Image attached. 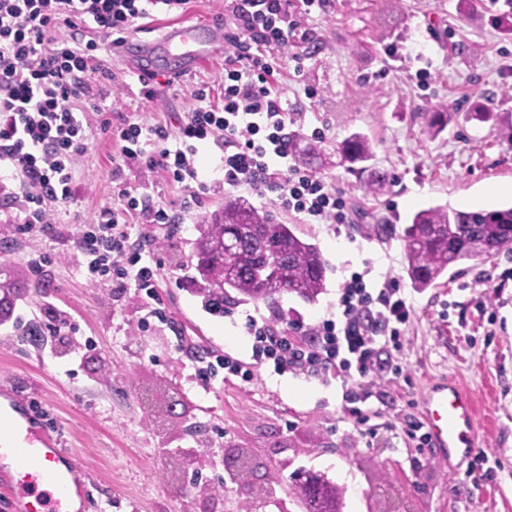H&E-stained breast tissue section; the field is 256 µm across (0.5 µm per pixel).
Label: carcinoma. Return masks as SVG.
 <instances>
[{"label": "carcinoma", "mask_w": 512, "mask_h": 512, "mask_svg": "<svg viewBox=\"0 0 512 512\" xmlns=\"http://www.w3.org/2000/svg\"><path fill=\"white\" fill-rule=\"evenodd\" d=\"M448 107L428 113L427 126L439 133L448 125ZM320 142H293L294 157L310 162L321 155ZM339 165L355 174H367L364 187L383 193L391 174L370 165L374 151L369 139L353 133L337 148ZM189 277L190 292L202 306L224 314V304L263 302L276 307L279 298L292 294L314 303L326 289L328 263L319 247L295 232V225L281 224L271 212L260 211L244 197L227 195L224 208L195 225ZM404 271L418 292L439 285L448 271L467 261L489 258L512 249V206L493 210L461 211L446 205L431 206L411 216L403 230ZM23 289L0 266V324L13 316ZM294 498L300 512H341L336 486L325 475L298 470Z\"/></svg>", "instance_id": "1"}]
</instances>
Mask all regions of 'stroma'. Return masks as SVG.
Segmentation results:
<instances>
[{
	"label": "stroma",
	"instance_id": "1",
	"mask_svg": "<svg viewBox=\"0 0 512 512\" xmlns=\"http://www.w3.org/2000/svg\"><path fill=\"white\" fill-rule=\"evenodd\" d=\"M291 2L301 35L279 52L274 86L299 115V137L322 130L328 159L320 173L346 191L354 222L346 229L309 224L275 206L273 193L244 188L240 194L276 221L295 225L329 264L326 291L316 303L286 294L275 310L284 322L307 329L332 311L352 272L369 270L378 281L393 277L409 289L400 235L414 211L512 205V30L493 24L507 9L504 0H324L310 11L303 0ZM224 4L189 0L183 12L157 13L144 24L156 34L179 20L215 22L223 19ZM393 44L399 52L391 56L386 49ZM296 54L304 57L299 74ZM99 55L112 76L96 72L89 79L112 95L100 111L77 112L91 137L74 173L77 205L55 208L48 236L27 237L11 206L19 183L0 178V264L12 268L26 290L12 319L0 325V394L24 392L47 410L91 483L94 512H231L245 499L237 487L227 486L204 505L179 493L182 480L171 460L218 483L225 478L224 456L235 446L253 449L258 482L276 485L288 508L291 475L305 468L335 484L342 512H386L392 501L411 512H512V251L468 263L438 287L411 291L414 315L399 352L406 370L387 384L383 400L368 402L378 431L373 447H364L344 416L339 380L281 376L267 367L248 384L232 376L202 387L194 375L198 361L226 351L248 359L245 319L272 311L245 302L232 305L230 316H215L187 289L181 265L191 253L194 226L223 207V191L203 196L196 211L174 224L132 220L162 263L156 290L173 321L169 328L143 330L141 298L87 280L80 221L116 204L122 189L177 208L182 190L162 170L131 162L113 173L112 129L125 120L177 125L202 86L209 87L212 104L221 105L224 62H209L184 81L159 74L148 101L108 48ZM422 68L433 75L426 90L410 79ZM309 86L317 97H306ZM443 105L454 117L429 136L427 114ZM476 110L491 112L492 120H463ZM354 132L369 138L377 163L394 177L384 194L364 193L360 176L338 164L336 145ZM39 251L53 261L36 272L29 259ZM52 309L66 313L76 335H45ZM441 378L474 399L479 445L493 469L481 483L454 472L432 449L415 447L399 424L402 415H420L427 383Z\"/></svg>",
	"mask_w": 512,
	"mask_h": 512
}]
</instances>
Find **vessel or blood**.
I'll return each instance as SVG.
<instances>
[{"mask_svg":"<svg viewBox=\"0 0 512 512\" xmlns=\"http://www.w3.org/2000/svg\"><path fill=\"white\" fill-rule=\"evenodd\" d=\"M222 40L217 26L178 22L155 37L128 32L112 39L111 50L125 57V73L140 85H148L158 56L170 57L171 73L182 79L215 54ZM423 419L435 453L471 463L478 447L479 425L474 400L456 385L439 381L429 384L423 399ZM23 415L13 401L0 403V447L7 448L15 466L0 474V491L8 497L13 512H64L70 488L89 496L87 485L76 482V465L61 447L51 428L34 430L22 423Z\"/></svg>","mask_w":512,"mask_h":512,"instance_id":"vessel-or-blood-1","label":"vessel or blood"}]
</instances>
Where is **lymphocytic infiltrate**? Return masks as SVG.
<instances>
[{
    "label": "lymphocytic infiltrate",
    "mask_w": 512,
    "mask_h": 512,
    "mask_svg": "<svg viewBox=\"0 0 512 512\" xmlns=\"http://www.w3.org/2000/svg\"><path fill=\"white\" fill-rule=\"evenodd\" d=\"M187 0H0V165L17 175L23 230L48 235V207L77 204L74 169L87 152L89 135L75 114L76 104L105 98L93 88L88 71L98 49L84 39L89 26L105 34L132 30L153 10L178 12ZM288 0H230L224 19V104L213 107L207 89L177 129L126 121L112 138L119 147L115 165L143 160L183 185L178 210L155 204L150 196L119 191L116 206L100 210L81 229L80 249L94 282L134 289L152 299L149 316L168 314L156 301L159 260L153 248L132 237L129 216L149 224H172L177 211L191 212L203 195L248 186L274 192L278 204L312 224H348L352 217L345 192L299 164L291 151L294 132L288 108L270 78L276 50L292 43L299 27ZM73 37L57 39L56 28ZM222 153L223 177L202 179L201 146ZM414 306L395 279L380 284L366 272H352L336 293L335 310L310 329L307 338L279 329L276 316L248 317L251 359L225 355L197 366L210 383L219 373L251 381L256 368L342 383L341 407L365 444L376 430L362 405L378 397L386 375H400L395 361L400 338Z\"/></svg>",
    "instance_id": "lymphocytic-infiltrate-1"
}]
</instances>
